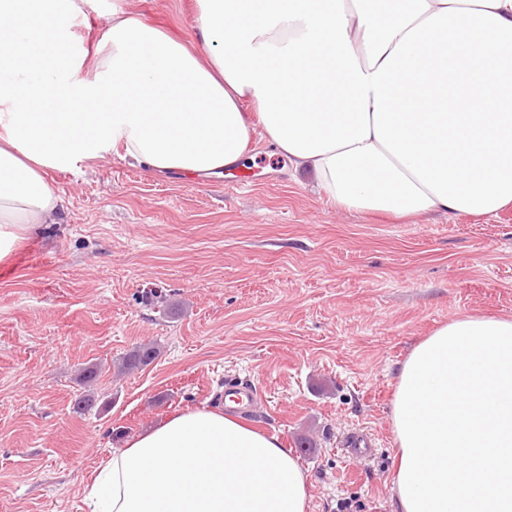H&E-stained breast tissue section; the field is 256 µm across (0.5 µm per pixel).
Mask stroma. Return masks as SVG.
<instances>
[{
    "label": "stroma",
    "instance_id": "35a3bbf8",
    "mask_svg": "<svg viewBox=\"0 0 512 512\" xmlns=\"http://www.w3.org/2000/svg\"><path fill=\"white\" fill-rule=\"evenodd\" d=\"M115 4L194 39L195 0H92L75 32ZM49 179L58 213L0 266V512H85L113 449L240 383L257 393L249 423L298 450L310 512H394L401 363L462 314L512 315V209L340 212L264 143L208 178L113 153ZM147 343L157 357L118 372ZM91 365L98 400L80 414ZM353 433L370 457L347 456Z\"/></svg>",
    "mask_w": 512,
    "mask_h": 512
}]
</instances>
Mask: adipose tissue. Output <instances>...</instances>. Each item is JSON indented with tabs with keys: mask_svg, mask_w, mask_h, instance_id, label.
I'll return each mask as SVG.
<instances>
[{
	"mask_svg": "<svg viewBox=\"0 0 512 512\" xmlns=\"http://www.w3.org/2000/svg\"><path fill=\"white\" fill-rule=\"evenodd\" d=\"M0 0V265L58 209L47 176L112 152L206 177L256 141L343 211L512 206V0H197L196 45L120 6ZM397 512H512V317L473 313L402 363ZM278 437L179 410L114 449L89 512H309Z\"/></svg>",
	"mask_w": 512,
	"mask_h": 512,
	"instance_id": "adipose-tissue-1",
	"label": "adipose tissue"
}]
</instances>
